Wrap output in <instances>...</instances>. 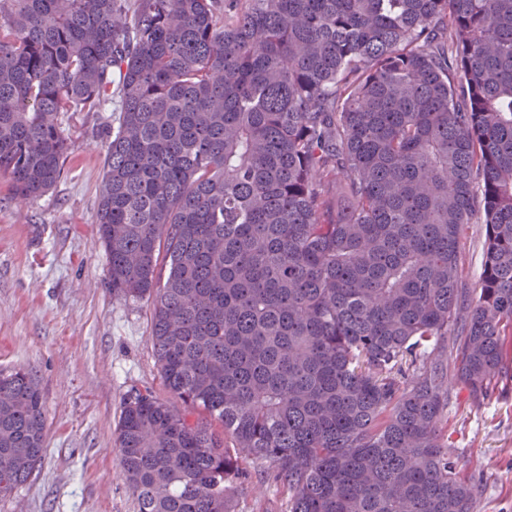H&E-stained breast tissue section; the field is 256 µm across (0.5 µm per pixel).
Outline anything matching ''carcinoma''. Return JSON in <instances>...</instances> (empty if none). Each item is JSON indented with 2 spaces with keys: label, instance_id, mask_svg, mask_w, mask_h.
<instances>
[{
  "label": "carcinoma",
  "instance_id": "1",
  "mask_svg": "<svg viewBox=\"0 0 512 512\" xmlns=\"http://www.w3.org/2000/svg\"><path fill=\"white\" fill-rule=\"evenodd\" d=\"M108 105L98 241L164 386L288 512H475L442 430L448 384L512 376V0H0L18 203L63 174L59 115ZM44 441L33 372L0 369L1 497ZM115 446L138 512H228L244 477L149 388ZM484 241L485 224H481L479 220H475L474 224H468L460 242V270L469 288H476L480 279Z\"/></svg>",
  "mask_w": 512,
  "mask_h": 512
}]
</instances>
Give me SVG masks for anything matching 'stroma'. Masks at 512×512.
<instances>
[{
    "label": "stroma",
    "instance_id": "1",
    "mask_svg": "<svg viewBox=\"0 0 512 512\" xmlns=\"http://www.w3.org/2000/svg\"><path fill=\"white\" fill-rule=\"evenodd\" d=\"M70 151L61 180L29 204L0 177V369L35 374L46 407L45 453L31 477L0 497V512H138L120 475L114 430L125 394L163 384L149 339L151 304L115 297L97 243L95 214L111 112L61 117ZM485 226L468 225L461 275L477 287ZM447 433L461 475L480 489L476 512H512V386L474 405L448 389ZM245 482L229 486L230 512H287L288 493L264 464L243 457Z\"/></svg>",
    "mask_w": 512,
    "mask_h": 512
}]
</instances>
